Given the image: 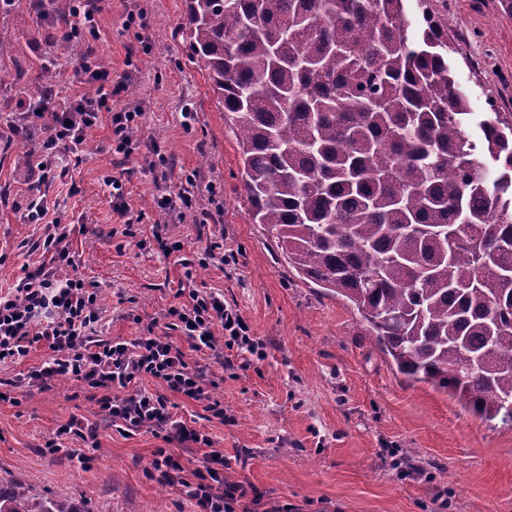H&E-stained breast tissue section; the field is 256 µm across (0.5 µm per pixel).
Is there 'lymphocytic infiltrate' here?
<instances>
[{
	"instance_id": "1",
	"label": "lymphocytic infiltrate",
	"mask_w": 512,
	"mask_h": 512,
	"mask_svg": "<svg viewBox=\"0 0 512 512\" xmlns=\"http://www.w3.org/2000/svg\"><path fill=\"white\" fill-rule=\"evenodd\" d=\"M80 65L87 83L96 87L94 95L62 100L43 95L40 110L18 117L23 128L43 134L39 147L28 154L29 195L20 215L22 223L40 226L42 233L31 241L30 249L41 252L42 259L35 266L23 265V275L11 291L0 293V363H21L34 344L44 343L47 359L20 374L16 387L46 388L73 380L97 390L98 410L117 432L162 434L165 445L155 449L147 473L160 485L176 489L192 512H254L261 495L249 494L244 483L225 479L228 463L223 454L212 450L206 432L175 419L169 400L176 393L206 403L215 417H223V407L213 399L214 381L202 367L189 366L169 334L178 332L196 352L223 347L260 356L246 322L225 307L223 296L181 287L179 303L163 314L166 334L151 333L131 341L104 337L100 291L75 272L67 244L70 225L49 214L42 186L68 177L72 160L82 159L88 132L102 113L110 115L113 153L126 157L144 117L139 107L112 111L105 90L112 72L101 67L95 56L84 54ZM146 380L156 384V391L142 389ZM173 442L203 449L201 465L187 467L170 451Z\"/></svg>"
}]
</instances>
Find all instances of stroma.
<instances>
[{
  "instance_id": "obj_1",
  "label": "stroma",
  "mask_w": 512,
  "mask_h": 512,
  "mask_svg": "<svg viewBox=\"0 0 512 512\" xmlns=\"http://www.w3.org/2000/svg\"><path fill=\"white\" fill-rule=\"evenodd\" d=\"M187 0H103L96 16L97 56L113 77L131 75L133 92L112 98L113 110L143 106L139 146L129 160L110 151L108 122L90 130L72 188L51 185L73 230L68 246L78 271L101 291L105 336L132 340L146 324L165 334L160 318L175 304L185 262L206 242L222 243L224 258L196 269L198 288L221 294L237 310L265 353L230 351L226 359L175 342L190 366L208 369L216 418L204 403L171 395L176 418L204 426L223 452L228 479L253 485L264 508L290 512H512V427L490 425L431 385L397 373L371 344L352 305L325 294L289 267L261 225L252 223L241 180L240 148L224 122L208 74L193 60L182 30ZM441 16L454 51L448 61L469 92L473 112H512V16L499 0H428ZM46 14L14 0L0 8V288L39 261L25 252L37 225L16 211L27 185L17 162L32 143L11 131L44 69L58 72L60 95L94 93L80 58ZM141 11L145 25L128 21ZM170 160L171 192L188 191L195 208L169 218L170 238L182 251L163 255L147 244L161 215L153 204L154 151ZM193 175L186 183L185 175ZM125 183L135 236L124 235L112 211L106 179ZM90 389L63 380L42 390L18 391L0 401V480L36 491L64 488L87 499L94 512H190L177 490L151 480L147 470L162 439L139 431L126 436L100 425L96 449L80 440L66 446L90 453L88 466L42 452L44 441L70 416L96 420Z\"/></svg>"
}]
</instances>
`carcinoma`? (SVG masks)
I'll return each instance as SVG.
<instances>
[{"label":"carcinoma","mask_w":512,"mask_h":512,"mask_svg":"<svg viewBox=\"0 0 512 512\" xmlns=\"http://www.w3.org/2000/svg\"><path fill=\"white\" fill-rule=\"evenodd\" d=\"M187 0L252 221L395 368L512 427V112L469 93L418 0ZM0 512H91L0 481Z\"/></svg>","instance_id":"obj_1"}]
</instances>
